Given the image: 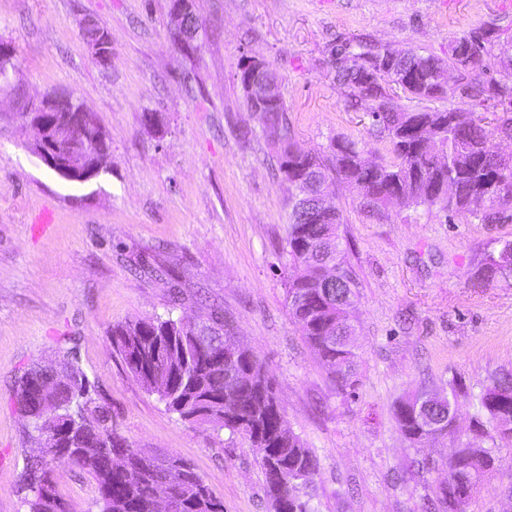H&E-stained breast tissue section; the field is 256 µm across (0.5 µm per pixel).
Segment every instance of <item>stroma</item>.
Returning <instances> with one entry per match:
<instances>
[{
	"label": "stroma",
	"mask_w": 512,
	"mask_h": 512,
	"mask_svg": "<svg viewBox=\"0 0 512 512\" xmlns=\"http://www.w3.org/2000/svg\"><path fill=\"white\" fill-rule=\"evenodd\" d=\"M206 34L183 47L169 31L171 0H0V42L14 70L0 82V512H25L18 491L36 448L17 406L30 365L74 354L112 408L116 431L190 463L224 512H271L257 449L214 437L147 393L112 343V328L165 313L172 288L184 317L210 305L265 364L288 426L319 459L317 512H423L443 469L412 474L462 444L489 446L476 398L512 369V281L474 287L485 254L512 224L448 223L439 209L369 212L359 188L329 202L344 218L358 283L354 382L336 390L285 305L289 184L239 81L248 57L269 63L299 147L330 138L383 155L366 112H353L331 76L345 40L448 56L453 33L484 24L512 55V0H193ZM112 33L99 65L80 24ZM49 94L80 105L110 144L107 167L85 183L48 169L23 119ZM155 113L158 122L144 121ZM50 211L47 230L33 217ZM175 271L159 277L156 267ZM461 382L456 430L410 445L395 401ZM467 512H512V447Z\"/></svg>",
	"instance_id": "1"
}]
</instances>
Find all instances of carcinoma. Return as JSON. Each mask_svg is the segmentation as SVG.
Returning <instances> with one entry per match:
<instances>
[{
  "mask_svg": "<svg viewBox=\"0 0 512 512\" xmlns=\"http://www.w3.org/2000/svg\"><path fill=\"white\" fill-rule=\"evenodd\" d=\"M90 45L112 38L107 27H82ZM498 36L491 28L455 33L448 39V61L398 45L369 46L348 41L336 47L331 62L336 85L356 109L367 105L376 137L387 156L365 163L356 143L333 138L321 158L298 148L283 99L261 113L262 131L277 146L279 171L292 187L288 225L286 303L291 320L316 355L332 383L341 389L353 383L356 354L353 311L357 282L343 248L339 210L312 216L311 203L321 193H336L339 182L356 185L362 205L382 213L389 208H439L471 224L512 222V160L505 161L491 145L497 135L512 139V57L496 53ZM408 99L435 101L450 95L469 99L472 108L410 110L395 101L396 91ZM492 101L502 115L485 121L480 109ZM512 280V240H498L481 263L474 287ZM209 325L195 331L173 316L137 319L112 328V341L132 376L166 409L181 419L227 430L259 450V464L271 460L287 471L278 487L265 485L273 500L282 493L294 512H317L309 494L319 460L291 429L265 427L268 403L276 399L263 362L240 357L224 363V346L234 341L233 327L218 308ZM47 367L33 364L19 378L18 404L38 442L20 474L19 492L27 512H76L57 490L51 464L67 463L94 485L97 512H153L157 487L169 485L171 512H224L202 477L188 463L171 455L139 448L117 433L112 408L100 401L96 386L64 356L58 374L69 379L49 397L39 385ZM489 397L479 398L490 424L491 440L512 446V370L490 378ZM426 389L402 396L394 405L399 432L412 444L425 438L426 427L437 436L454 430L455 404L446 396L430 403ZM509 394L508 402L494 398ZM68 430L66 445L55 435ZM495 449L452 448L442 460L445 488L433 512H467L473 495L495 470Z\"/></svg>",
  "mask_w": 512,
  "mask_h": 512,
  "instance_id": "obj_1",
  "label": "carcinoma"
}]
</instances>
